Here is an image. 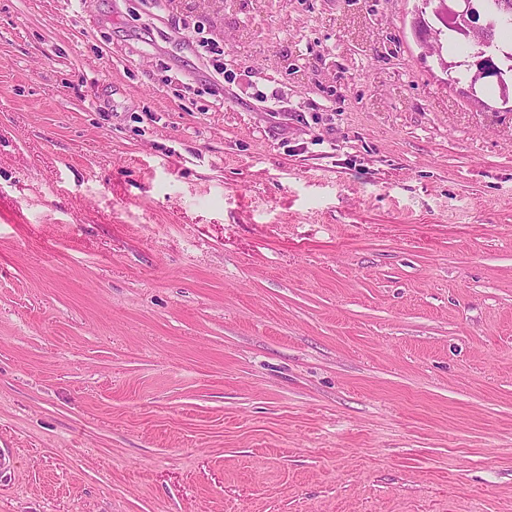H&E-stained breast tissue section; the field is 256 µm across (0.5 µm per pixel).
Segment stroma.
Wrapping results in <instances>:
<instances>
[{"label": "stroma", "instance_id": "35a3bbf8", "mask_svg": "<svg viewBox=\"0 0 512 512\" xmlns=\"http://www.w3.org/2000/svg\"><path fill=\"white\" fill-rule=\"evenodd\" d=\"M415 0H0V512H512V112Z\"/></svg>", "mask_w": 512, "mask_h": 512}]
</instances>
